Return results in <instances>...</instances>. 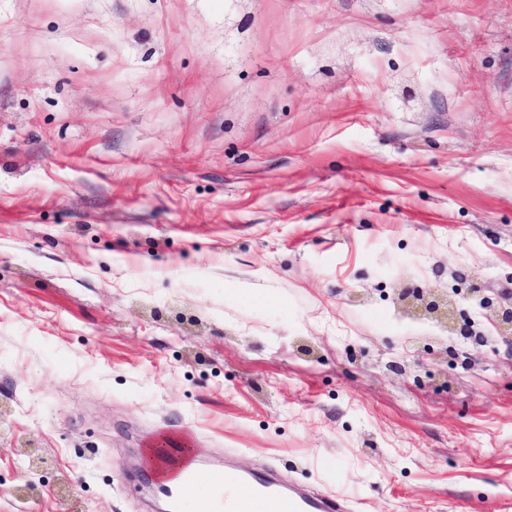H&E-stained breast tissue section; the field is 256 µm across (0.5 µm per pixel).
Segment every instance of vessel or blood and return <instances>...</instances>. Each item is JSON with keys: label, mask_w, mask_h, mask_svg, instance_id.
Wrapping results in <instances>:
<instances>
[{"label": "vessel or blood", "mask_w": 512, "mask_h": 512, "mask_svg": "<svg viewBox=\"0 0 512 512\" xmlns=\"http://www.w3.org/2000/svg\"><path fill=\"white\" fill-rule=\"evenodd\" d=\"M150 453L142 465L152 493L161 501L164 512H179L182 498L199 480H208L213 493L202 500L199 512H247L249 498L261 497L269 512H350L345 497L314 494L295 483L282 481L268 467L242 473L240 488L224 489V472L199 456L191 438L172 432L151 441Z\"/></svg>", "instance_id": "b4317fda"}]
</instances>
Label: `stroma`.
<instances>
[{
	"instance_id": "1",
	"label": "stroma",
	"mask_w": 512,
	"mask_h": 512,
	"mask_svg": "<svg viewBox=\"0 0 512 512\" xmlns=\"http://www.w3.org/2000/svg\"><path fill=\"white\" fill-rule=\"evenodd\" d=\"M512 0H0V512H158L185 431L352 512H512ZM468 294L472 295L477 301L481 309L492 320L498 329H502L508 334L503 336L512 335V307L504 306L494 301L493 298L485 295L482 288L473 287L468 288ZM398 301L406 315L435 319L452 332L457 331V315L464 316L461 312L457 314L458 307L454 300L434 291L425 295L417 289L405 288L400 291Z\"/></svg>"
}]
</instances>
